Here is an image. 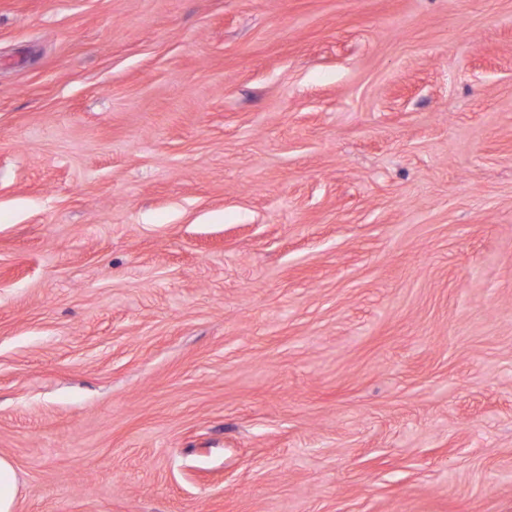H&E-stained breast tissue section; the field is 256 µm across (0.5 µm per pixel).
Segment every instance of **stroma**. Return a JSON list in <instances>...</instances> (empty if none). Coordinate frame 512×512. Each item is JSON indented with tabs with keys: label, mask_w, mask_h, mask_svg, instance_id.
<instances>
[{
	"label": "stroma",
	"mask_w": 512,
	"mask_h": 512,
	"mask_svg": "<svg viewBox=\"0 0 512 512\" xmlns=\"http://www.w3.org/2000/svg\"><path fill=\"white\" fill-rule=\"evenodd\" d=\"M16 512H512V0H0Z\"/></svg>",
	"instance_id": "35a3bbf8"
}]
</instances>
